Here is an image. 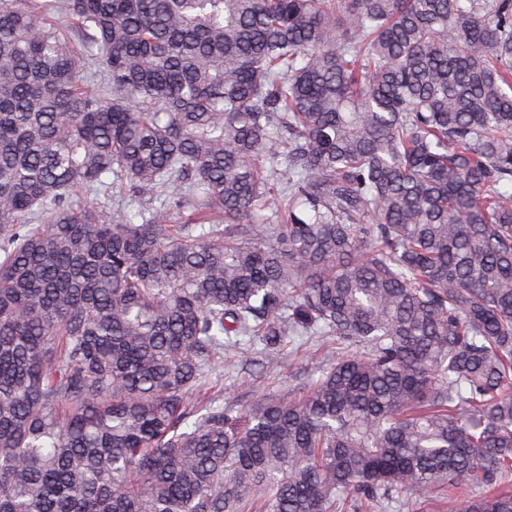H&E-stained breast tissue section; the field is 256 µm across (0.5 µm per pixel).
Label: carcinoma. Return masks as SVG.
<instances>
[{
    "mask_svg": "<svg viewBox=\"0 0 512 512\" xmlns=\"http://www.w3.org/2000/svg\"><path fill=\"white\" fill-rule=\"evenodd\" d=\"M436 483L512 512V0H0V512ZM336 347L332 340L309 338L299 350L287 347L271 363L243 373L224 362V405L250 410L271 397L288 398L304 370L314 373L322 366L323 352ZM330 346V347H329Z\"/></svg>",
    "mask_w": 512,
    "mask_h": 512,
    "instance_id": "cac0c4a2",
    "label": "carcinoma"
}]
</instances>
